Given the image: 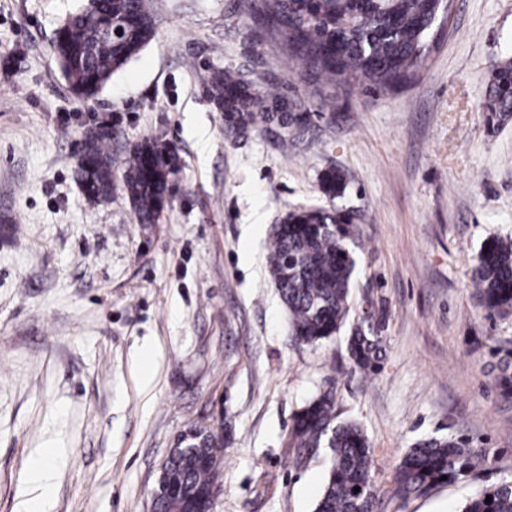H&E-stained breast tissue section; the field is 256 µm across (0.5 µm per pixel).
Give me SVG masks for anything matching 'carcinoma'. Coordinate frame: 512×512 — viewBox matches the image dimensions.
I'll list each match as a JSON object with an SVG mask.
<instances>
[{"mask_svg":"<svg viewBox=\"0 0 512 512\" xmlns=\"http://www.w3.org/2000/svg\"><path fill=\"white\" fill-rule=\"evenodd\" d=\"M152 0H96L71 15L56 31L51 50L75 96L94 98L112 75L152 39L156 15ZM262 14L294 63V70L332 83L354 80L394 89L413 80L427 65L429 36L448 14V0H262ZM205 88L224 127L245 135L264 121L299 134L307 117L285 105L269 106L231 69L214 71ZM485 121L497 127L512 120V60L494 67L483 103ZM108 130L91 126L81 139L78 179L92 202L112 200L119 188L140 224H155L171 201V176L180 159L169 145L154 139L131 150L120 179L112 172ZM324 195L345 193L343 175L334 169L321 178ZM358 228L340 210H290L272 228L270 278L288 312L292 340L313 347L330 339L346 323L351 309L355 260L348 243ZM473 283L479 305L490 315L512 313V241L487 240L476 257ZM385 314L363 296L362 315L352 327L346 351L353 369L377 371L385 356ZM336 392L323 391L297 411L288 434L293 464L301 468L321 448L332 463L314 512H373L376 498L371 444L359 425L340 419ZM180 452L166 463L168 476L190 491L207 488L224 448L204 426L187 429ZM485 460L461 439L450 435L416 442L392 469L393 493L403 501L454 483ZM491 502H486V498ZM462 512H512V482L484 487Z\"/></svg>","mask_w":512,"mask_h":512,"instance_id":"carcinoma-1","label":"carcinoma"}]
</instances>
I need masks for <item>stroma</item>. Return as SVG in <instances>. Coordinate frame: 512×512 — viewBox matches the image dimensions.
<instances>
[{
  "label": "stroma",
  "instance_id": "stroma-1",
  "mask_svg": "<svg viewBox=\"0 0 512 512\" xmlns=\"http://www.w3.org/2000/svg\"><path fill=\"white\" fill-rule=\"evenodd\" d=\"M87 0H0V512L51 487L43 512H150L159 467L190 424L224 442L213 512H314L329 459L294 468L288 431L333 389L378 467L375 512H459L512 481V398L495 377L512 315L486 316L471 280L489 238L512 239V121L485 125L491 71L512 59V0H452L426 69L396 90L292 72L253 0H154L157 29L93 99L50 49ZM235 69L268 99L302 103L300 138L259 124L226 134L204 79ZM111 122L114 173L146 138L182 159L172 201L137 223L121 191L77 180L88 123ZM336 169L346 191L320 189ZM350 211L353 297L385 307L379 371L352 373L348 329L296 347L267 242L292 209ZM483 450L467 479L402 501L394 460L445 435Z\"/></svg>",
  "mask_w": 512,
  "mask_h": 512
}]
</instances>
